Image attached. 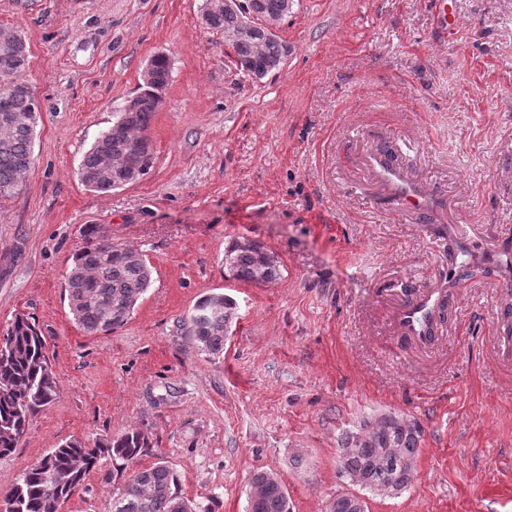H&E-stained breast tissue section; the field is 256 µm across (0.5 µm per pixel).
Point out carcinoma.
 <instances>
[{
    "mask_svg": "<svg viewBox=\"0 0 512 512\" xmlns=\"http://www.w3.org/2000/svg\"><path fill=\"white\" fill-rule=\"evenodd\" d=\"M247 11L224 12L211 19L208 28L216 32L239 31L232 44L236 60L256 70L285 58L288 46L280 39H265L246 29ZM29 48L13 27H0V72L7 71L0 83V197L21 190L34 168L32 151L40 105L20 80L28 66ZM168 57L155 64V81L142 88L136 107L118 114L116 121L101 132L78 167L80 180L95 175L104 158L111 160L109 173L92 183V189L108 193L118 188L124 162L133 159L150 171L154 154L134 153L148 138L156 112V94L169 85ZM233 278L246 283L272 284L281 276L278 261H269L259 247L231 245L224 252ZM151 267L143 254L131 249H116L103 239L95 224H87L75 250L67 277L70 313L85 333L107 335L124 326L138 301L151 285ZM224 294L201 297L184 318L188 333L198 350L208 355L224 351V321L213 310ZM56 377L46 355L45 341L35 324L17 316L0 340V456L17 448L30 416L51 404L57 397ZM421 433L402 424L396 415L387 414L382 423L343 436L337 454L338 473L362 479L359 490L384 495L411 484L420 451ZM148 447V437L138 430L128 431L106 442L89 447L70 440L52 449L28 466L5 500L9 512H61L62 506L83 485L87 475L105 457L121 459L134 466L132 475L112 503V512H210L209 505L191 501L180 493V477L164 461L148 467L137 466ZM399 452L391 453L389 449ZM249 512H291L287 489L272 471L256 470L251 475Z\"/></svg>",
    "mask_w": 512,
    "mask_h": 512,
    "instance_id": "1",
    "label": "carcinoma"
}]
</instances>
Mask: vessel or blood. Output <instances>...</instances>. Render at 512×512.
I'll use <instances>...</instances> for the list:
<instances>
[{
    "label": "vessel or blood",
    "mask_w": 512,
    "mask_h": 512,
    "mask_svg": "<svg viewBox=\"0 0 512 512\" xmlns=\"http://www.w3.org/2000/svg\"><path fill=\"white\" fill-rule=\"evenodd\" d=\"M370 184L383 190L391 211L403 213L425 223L432 215L442 214L448 206V195L440 189H429L410 178L403 160L388 149H371L358 162ZM442 299L434 291H414L400 303L396 323L400 336L408 341L424 340Z\"/></svg>",
    "instance_id": "obj_1"
}]
</instances>
